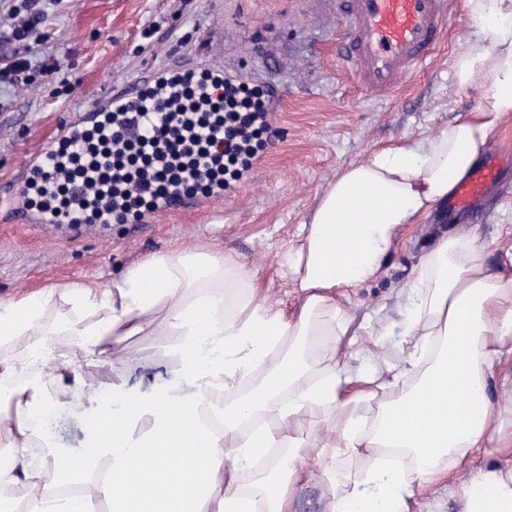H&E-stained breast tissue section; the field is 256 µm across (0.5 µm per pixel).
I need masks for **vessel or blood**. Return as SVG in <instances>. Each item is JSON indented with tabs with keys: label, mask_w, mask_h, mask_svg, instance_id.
Instances as JSON below:
<instances>
[{
	"label": "vessel or blood",
	"mask_w": 512,
	"mask_h": 512,
	"mask_svg": "<svg viewBox=\"0 0 512 512\" xmlns=\"http://www.w3.org/2000/svg\"><path fill=\"white\" fill-rule=\"evenodd\" d=\"M344 25L339 34V55L351 66L354 81L377 97L391 95L439 46L449 30L452 0H338ZM173 75L169 69H149L129 87L113 89L92 110L73 118L58 130L59 142L79 137L86 129L110 117L124 118L141 95L166 92ZM55 148L31 156L21 175L0 196V208L42 230L63 228L72 232L85 226L75 215L28 204L32 183L51 171ZM499 178V162L489 159L458 183L453 205L475 207Z\"/></svg>",
	"instance_id": "obj_1"
}]
</instances>
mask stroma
Listing matches in <instances>:
<instances>
[{
	"label": "stroma",
	"instance_id": "stroma-1",
	"mask_svg": "<svg viewBox=\"0 0 512 512\" xmlns=\"http://www.w3.org/2000/svg\"><path fill=\"white\" fill-rule=\"evenodd\" d=\"M341 25L336 0H60L28 36L26 78L0 79V185L50 144L59 125L92 108L113 85L132 84L147 67L173 59L220 66L249 85L278 86L282 98L270 115L267 150L222 200L150 224H94L77 235L0 221V300L71 282L103 287L147 255L197 245L236 253L269 300L295 312L300 300L282 264L328 183L371 150L466 118L479 102L475 94L457 96L453 87L451 59L472 32L461 0L446 41L387 99L362 91L338 60ZM46 64L69 78L68 92L52 94ZM499 160V180L480 206L460 212L445 201L421 223L406 225L382 274L353 295V311L378 332V352L401 355L405 323L395 295L441 232L469 227L490 249L512 235V152ZM127 344L132 354L122 370L129 390L175 378L170 340L134 336ZM75 418L72 408L53 413L55 446L39 448L41 467L55 452L82 454Z\"/></svg>",
	"mask_w": 512,
	"mask_h": 512
}]
</instances>
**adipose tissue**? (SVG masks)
<instances>
[{
  "instance_id": "ef3b65f1",
  "label": "adipose tissue",
  "mask_w": 512,
  "mask_h": 512,
  "mask_svg": "<svg viewBox=\"0 0 512 512\" xmlns=\"http://www.w3.org/2000/svg\"><path fill=\"white\" fill-rule=\"evenodd\" d=\"M463 7L472 33L452 59L453 85L481 93L480 105L337 173L288 254L295 314L275 308L236 256L195 247L148 255L104 288L72 282L0 301V343L30 339L22 358L0 360V403L15 406L0 490L24 485L26 512H299L312 465L334 478L322 512H434L424 497L445 486L459 512H512V238L498 244L494 270L465 227L438 237L398 294L407 357L349 367L366 328L345 305L352 290L381 274L404 225L446 200L485 154L512 149L495 135L512 115V0ZM56 297L77 317L49 329ZM130 336L172 339L170 384L135 393L116 373L99 392L76 375L56 391L42 372L105 367ZM238 388L237 401L217 403ZM369 400L378 410L368 427L357 407ZM75 401L84 454L30 471L26 449L49 437L40 416ZM309 416L319 427L306 433ZM273 448L287 449V465L241 487ZM173 451L188 472L178 481ZM144 453L150 467L135 468ZM342 453L365 455L360 480L336 475ZM53 486L74 492L53 503Z\"/></svg>"
}]
</instances>
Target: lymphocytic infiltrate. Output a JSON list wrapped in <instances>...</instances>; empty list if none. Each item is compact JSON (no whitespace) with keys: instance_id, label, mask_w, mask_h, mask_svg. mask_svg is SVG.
Wrapping results in <instances>:
<instances>
[{"instance_id":"1","label":"lymphocytic infiltrate","mask_w":512,"mask_h":512,"mask_svg":"<svg viewBox=\"0 0 512 512\" xmlns=\"http://www.w3.org/2000/svg\"><path fill=\"white\" fill-rule=\"evenodd\" d=\"M142 132L127 120L97 126L59 149L61 177L38 187L42 206L84 208L87 221H137L152 199L172 193L208 195L248 169L268 128L263 91L246 84L207 87L177 81L171 95L133 106ZM110 199L107 210L99 202Z\"/></svg>"}]
</instances>
